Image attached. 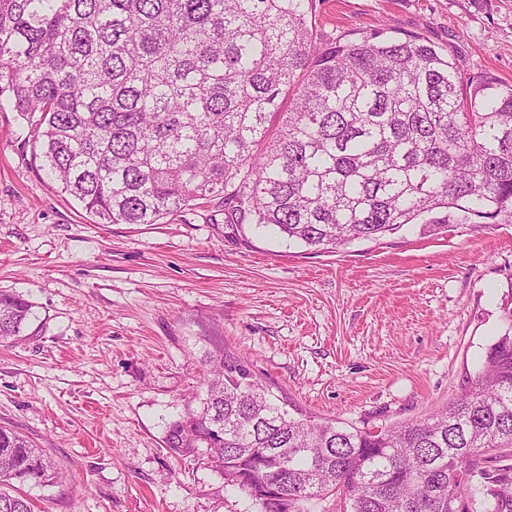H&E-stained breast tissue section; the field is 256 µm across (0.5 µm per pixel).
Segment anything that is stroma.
Here are the masks:
<instances>
[{
  "label": "stroma",
  "instance_id": "obj_1",
  "mask_svg": "<svg viewBox=\"0 0 512 512\" xmlns=\"http://www.w3.org/2000/svg\"><path fill=\"white\" fill-rule=\"evenodd\" d=\"M315 23L420 34L462 73L512 81V0H316ZM27 134L0 111V291L37 314L0 344V426L60 474L23 486L34 512H256L206 457L165 445L218 353L292 409L375 431L446 408L512 325L510 222L318 253L226 229L211 207L97 224L44 179Z\"/></svg>",
  "mask_w": 512,
  "mask_h": 512
}]
</instances>
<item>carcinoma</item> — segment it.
<instances>
[{"instance_id": "obj_1", "label": "carcinoma", "mask_w": 512, "mask_h": 512, "mask_svg": "<svg viewBox=\"0 0 512 512\" xmlns=\"http://www.w3.org/2000/svg\"><path fill=\"white\" fill-rule=\"evenodd\" d=\"M315 0H0V107L27 123L39 170L98 224H159L210 204L320 252L471 218L512 219V83L386 28L314 35ZM289 100L282 111L283 100ZM444 212L441 217L437 212ZM36 319L0 293V343ZM169 423L174 453L226 485L278 486L288 512H512V327L468 389L387 429L294 417L234 357ZM54 479L0 427V485ZM0 512H32L0 489Z\"/></svg>"}]
</instances>
